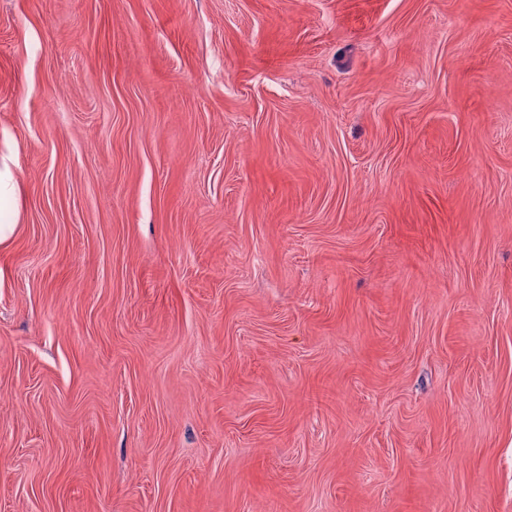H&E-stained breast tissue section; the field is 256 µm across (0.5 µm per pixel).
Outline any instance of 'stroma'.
<instances>
[{
	"label": "stroma",
	"mask_w": 512,
	"mask_h": 512,
	"mask_svg": "<svg viewBox=\"0 0 512 512\" xmlns=\"http://www.w3.org/2000/svg\"><path fill=\"white\" fill-rule=\"evenodd\" d=\"M0 512H512V0H0ZM13 176L8 169L0 170V244L6 242L14 232L12 201L14 197Z\"/></svg>",
	"instance_id": "1"
}]
</instances>
